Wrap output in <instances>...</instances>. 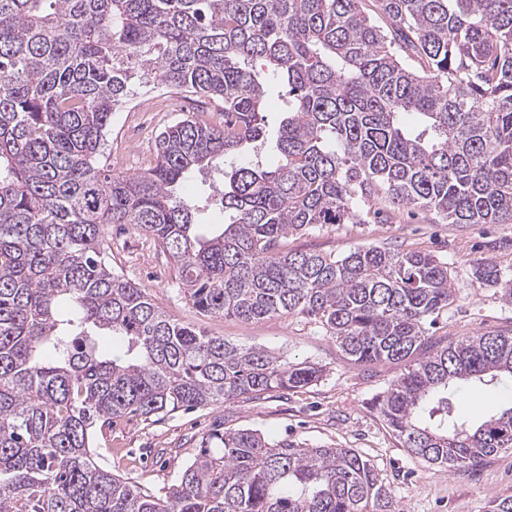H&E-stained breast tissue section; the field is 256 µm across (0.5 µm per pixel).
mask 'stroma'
<instances>
[{
  "label": "stroma",
  "instance_id": "stroma-1",
  "mask_svg": "<svg viewBox=\"0 0 512 512\" xmlns=\"http://www.w3.org/2000/svg\"><path fill=\"white\" fill-rule=\"evenodd\" d=\"M159 89H141L113 113L106 130L102 164L131 175L155 159L159 133L177 121H219L220 101L183 94L178 112H160ZM374 216L367 224H327L288 237L291 251L339 254L356 247L419 251L447 262L456 298L429 324V334L448 341L474 334L512 333V304L495 286L478 283L476 260L495 262L512 274V223L442 224L431 215L393 208L374 192ZM109 262L115 272L152 295L169 315L234 345L275 352L290 362L309 361L324 369L315 385L256 399L180 410L163 419L140 416L116 420L97 432L99 465L141 488L162 494L175 484L205 439L239 428L258 430L272 441L290 440L316 448H351L371 461L390 490L396 512H488L492 500L512 496V448L502 449L476 468L428 465L411 455L388 429L377 400L402 373L400 363L357 366L320 324L291 314L244 322L202 316L184 298L165 256L147 247L131 226L111 225ZM512 401V381L503 379L480 395L461 388L450 400L454 416L476 422Z\"/></svg>",
  "mask_w": 512,
  "mask_h": 512
}]
</instances>
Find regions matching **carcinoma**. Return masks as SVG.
Segmentation results:
<instances>
[{
    "label": "carcinoma",
    "instance_id": "1",
    "mask_svg": "<svg viewBox=\"0 0 512 512\" xmlns=\"http://www.w3.org/2000/svg\"><path fill=\"white\" fill-rule=\"evenodd\" d=\"M273 81L288 87L275 161L238 162L264 142ZM152 84L221 101L224 122L183 119L152 167L114 174L99 163L112 112ZM222 164L228 220L203 235L209 200L174 187ZM376 188L450 224L512 221V0H0V512H392L354 449L252 429L211 435L218 447L163 496L95 462L97 425L323 375L173 319L112 271L111 224L168 254L204 315L303 314L356 366L409 362L378 406L422 461L476 467L512 448V405L478 425L450 415L461 385L512 379V334L426 335L454 301L448 263L285 249L290 234L367 222ZM475 274L512 302L495 264Z\"/></svg>",
    "mask_w": 512,
    "mask_h": 512
}]
</instances>
